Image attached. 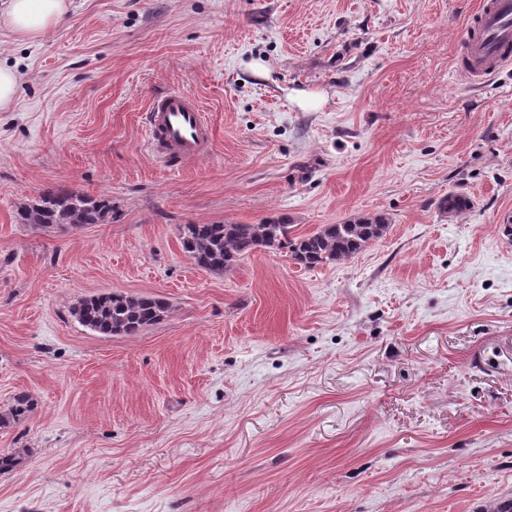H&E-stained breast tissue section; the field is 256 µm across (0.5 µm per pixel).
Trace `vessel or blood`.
<instances>
[{
  "label": "vessel or blood",
  "mask_w": 512,
  "mask_h": 512,
  "mask_svg": "<svg viewBox=\"0 0 512 512\" xmlns=\"http://www.w3.org/2000/svg\"><path fill=\"white\" fill-rule=\"evenodd\" d=\"M462 42L465 82L474 84L512 65V0H478ZM150 144L157 155L190 162L206 155L214 132L196 100L183 91L156 95L147 114Z\"/></svg>",
  "instance_id": "b4317fda"
}]
</instances>
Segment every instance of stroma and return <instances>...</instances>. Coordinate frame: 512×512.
<instances>
[{
	"instance_id": "obj_1",
	"label": "stroma",
	"mask_w": 512,
	"mask_h": 512,
	"mask_svg": "<svg viewBox=\"0 0 512 512\" xmlns=\"http://www.w3.org/2000/svg\"><path fill=\"white\" fill-rule=\"evenodd\" d=\"M476 0H70L0 111V512H484L512 498V70L458 74ZM262 63L267 75L255 73ZM193 95L210 153L148 145L151 98ZM63 186L109 224L18 207ZM465 195L448 215L440 202ZM377 215L386 236L308 269L198 268L183 224ZM168 316L101 336L108 292ZM115 214L112 200L106 195L92 196L55 187L20 207L17 217L21 224L49 229L63 224H109ZM168 311V303L161 298L111 292L81 299L72 314L103 336H135L162 321ZM33 401L27 393H19L13 397V402L7 413H0V427L10 425L11 422H17L25 418L32 412Z\"/></svg>"
}]
</instances>
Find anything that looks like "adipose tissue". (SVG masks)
I'll list each match as a JSON object with an SVG mask.
<instances>
[{"mask_svg":"<svg viewBox=\"0 0 512 512\" xmlns=\"http://www.w3.org/2000/svg\"><path fill=\"white\" fill-rule=\"evenodd\" d=\"M69 0H8L0 11V25L27 39L55 28L66 14Z\"/></svg>","mask_w":512,"mask_h":512,"instance_id":"adipose-tissue-1","label":"adipose tissue"}]
</instances>
